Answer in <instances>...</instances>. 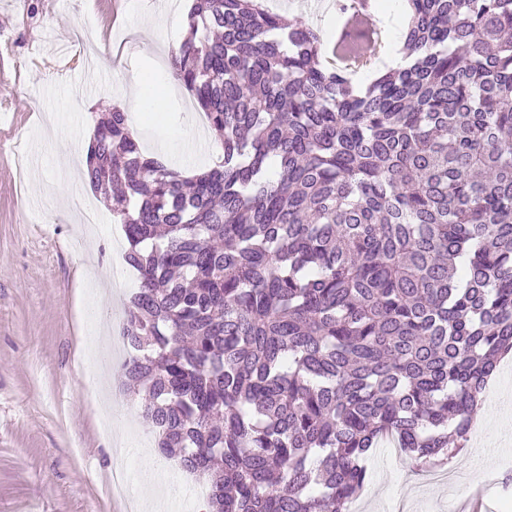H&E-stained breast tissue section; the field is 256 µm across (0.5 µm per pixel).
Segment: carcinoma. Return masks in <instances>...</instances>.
<instances>
[{"label": "carcinoma", "mask_w": 512, "mask_h": 512, "mask_svg": "<svg viewBox=\"0 0 512 512\" xmlns=\"http://www.w3.org/2000/svg\"><path fill=\"white\" fill-rule=\"evenodd\" d=\"M405 2L403 64L357 91L311 25L193 0L173 63L222 154L191 177L96 123L127 386L207 512H345L383 440L464 447L512 353V0Z\"/></svg>", "instance_id": "obj_1"}]
</instances>
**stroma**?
Returning <instances> with one entry per match:
<instances>
[{
    "mask_svg": "<svg viewBox=\"0 0 512 512\" xmlns=\"http://www.w3.org/2000/svg\"><path fill=\"white\" fill-rule=\"evenodd\" d=\"M338 0H267L288 21L336 34ZM154 16H138L139 0H0V512H124L108 490L115 459L102 423L116 424L131 448L135 474L175 472L161 456L125 386L124 302L137 274L119 261L122 225L85 234L79 205L110 204L64 179L65 148L85 154L99 112L111 108L117 80L160 83L174 49L188 34L186 11L155 0ZM112 55L102 81L84 88L90 47ZM130 125L145 152L177 163L213 164L219 143L184 146L198 129L188 92L163 112H133ZM100 268L105 281H82ZM493 408L479 427L490 456L460 450L438 466H416L380 446L367 459L360 512H512V357L489 383Z\"/></svg>",
    "mask_w": 512,
    "mask_h": 512,
    "instance_id": "1",
    "label": "stroma"
}]
</instances>
